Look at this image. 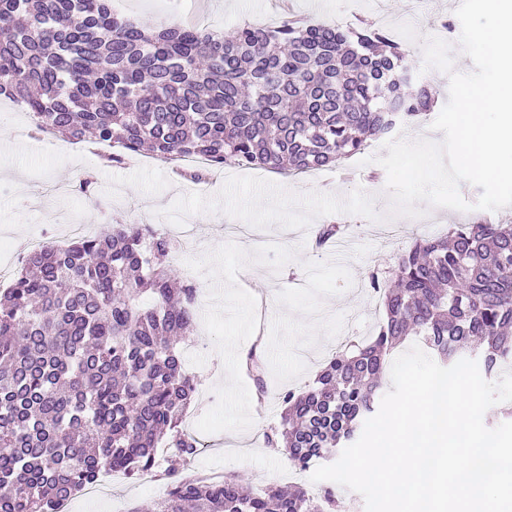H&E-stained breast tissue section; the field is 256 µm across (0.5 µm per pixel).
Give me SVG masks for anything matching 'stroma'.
<instances>
[{"mask_svg":"<svg viewBox=\"0 0 512 512\" xmlns=\"http://www.w3.org/2000/svg\"><path fill=\"white\" fill-rule=\"evenodd\" d=\"M295 17L343 28L367 23L386 26L392 40L405 46L418 67V79L436 88L439 103L448 99L449 77L424 69L423 45L436 28H444L455 71L474 66L459 46L461 25L455 14L460 0H437L417 13L413 31L396 24L411 0H293ZM132 20L170 24L194 20L221 31L245 22L277 26L281 14L270 0H120ZM91 141L73 145L34 133L0 109V237L7 249L26 258L37 233L52 234L62 219L100 231L112 224H150L163 230V217L177 198L199 193L214 196L227 177L248 174L278 183L297 193L316 191L345 196L355 189L373 195L378 212L389 206L386 172L376 163L383 141H369L360 157L340 169L284 176L252 166L213 174L195 184L174 175L171 164L147 153L129 154L119 163L88 160ZM92 173L95 186L82 193L78 179ZM476 210L460 212L429 207L420 218L398 217L374 222L337 213L351 242L347 259L335 246L316 247L315 230L243 225L233 231V218L223 212L190 215L188 241L176 242L168 263L196 290L198 317L179 349L184 368L197 382V393L183 427L206 432L214 445L202 449L190 471L241 479L250 490L285 484L292 464L267 447L265 434L279 423V396L312 382L328 359L344 344L371 336L383 315L370 286L371 274L391 277L397 257L419 238H440L453 224L479 218ZM269 366L268 399L256 397L253 380L242 361L253 345ZM164 491L163 481L139 475L114 481L112 500L126 507L147 508Z\"/></svg>","mask_w":512,"mask_h":512,"instance_id":"stroma-1","label":"stroma"}]
</instances>
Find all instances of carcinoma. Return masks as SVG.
<instances>
[{"label": "carcinoma", "mask_w": 512, "mask_h": 512, "mask_svg": "<svg viewBox=\"0 0 512 512\" xmlns=\"http://www.w3.org/2000/svg\"><path fill=\"white\" fill-rule=\"evenodd\" d=\"M401 45L358 30L284 18L217 34L136 23L112 0H0V97L36 130L146 148L196 182L226 166L283 175L335 167L429 111L436 92L404 79ZM343 234L321 224L315 243ZM171 239L149 224L32 251L0 291V512H56L63 495L105 469L150 472L175 449L163 495L147 512H338L336 491L300 486L245 495L238 480L187 473L196 439L181 428L196 384L176 336L194 321L195 288L161 266ZM384 317L304 389L280 395L277 430L306 469L350 441L373 413L392 352L417 336L444 367L476 340L484 373L512 363V224L477 219L419 239L393 278L370 276Z\"/></svg>", "instance_id": "carcinoma-1"}]
</instances>
